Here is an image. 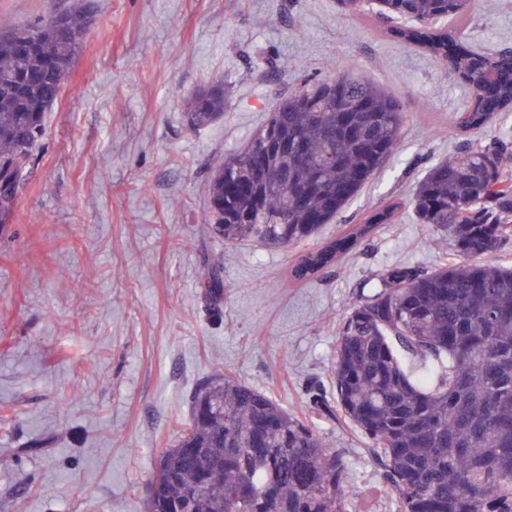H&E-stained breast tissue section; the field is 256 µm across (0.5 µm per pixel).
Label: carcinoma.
I'll return each instance as SVG.
<instances>
[{"mask_svg": "<svg viewBox=\"0 0 512 512\" xmlns=\"http://www.w3.org/2000/svg\"><path fill=\"white\" fill-rule=\"evenodd\" d=\"M390 32L430 54L476 92L453 129L467 136L431 166L411 203L422 224L448 235L459 260L425 270L393 266L382 287L353 304L336 340V403L313 392L319 415L339 410L368 440L400 512H512V268L482 257L512 237V144L474 138L512 110V51L485 55L465 43L469 0H377ZM74 36L53 19L0 30V181L32 162L61 69L90 17L68 10ZM215 85L188 100L189 126L224 116ZM403 123L398 97L346 70L282 97L240 151L207 181V223L226 244L286 251L332 223L394 153ZM401 204L297 258L306 281L364 245ZM201 287L217 302L224 281L211 265ZM147 512H349L341 454L273 398L218 373L191 399L190 424L160 457Z\"/></svg>", "mask_w": 512, "mask_h": 512, "instance_id": "obj_1", "label": "carcinoma"}]
</instances>
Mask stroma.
Returning <instances> with one entry per match:
<instances>
[{
  "label": "stroma",
  "instance_id": "35a3bbf8",
  "mask_svg": "<svg viewBox=\"0 0 512 512\" xmlns=\"http://www.w3.org/2000/svg\"><path fill=\"white\" fill-rule=\"evenodd\" d=\"M74 0H0V25L29 26ZM92 23L47 112L41 143L0 223V512H146L157 462L218 372L310 416L344 459L357 512H399L366 438L334 398L337 330L386 268L450 258L410 200L462 145L449 128L471 99L431 56L338 0H89ZM464 39L512 49V0H474ZM348 66L399 96L400 144L316 238L288 251L208 231L206 180L242 149L280 95ZM222 82L224 117L190 128L184 101ZM402 207L366 246L293 283L295 259L338 227ZM218 269L224 299L199 285ZM43 448L30 450L32 441Z\"/></svg>",
  "mask_w": 512,
  "mask_h": 512
}]
</instances>
